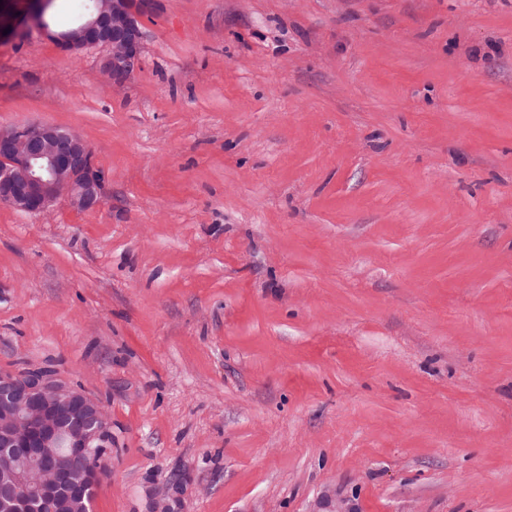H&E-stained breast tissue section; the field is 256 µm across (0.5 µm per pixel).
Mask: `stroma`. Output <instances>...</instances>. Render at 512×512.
I'll return each mask as SVG.
<instances>
[{"label":"stroma","mask_w":512,"mask_h":512,"mask_svg":"<svg viewBox=\"0 0 512 512\" xmlns=\"http://www.w3.org/2000/svg\"><path fill=\"white\" fill-rule=\"evenodd\" d=\"M0 42V129L104 200L0 204V369L112 422L92 512H512V0H163L122 85ZM103 189L77 132L40 122L0 130V204L40 213L64 199L87 211L102 204Z\"/></svg>","instance_id":"obj_1"}]
</instances>
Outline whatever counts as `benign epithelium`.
I'll use <instances>...</instances> for the list:
<instances>
[{
	"instance_id": "benign-epithelium-1",
	"label": "benign epithelium",
	"mask_w": 512,
	"mask_h": 512,
	"mask_svg": "<svg viewBox=\"0 0 512 512\" xmlns=\"http://www.w3.org/2000/svg\"><path fill=\"white\" fill-rule=\"evenodd\" d=\"M16 13L0 9V41L35 26L47 29L50 0H14ZM158 0H92L90 13L68 30L51 34L70 54L102 52L101 73L119 85L139 69L142 19ZM8 33H3V30ZM103 181L87 142L75 131L31 122L0 130V204L27 213L65 200L78 211L99 207ZM112 443L103 406L62 379L40 371L0 370V509L89 512L88 495L104 473Z\"/></svg>"
}]
</instances>
